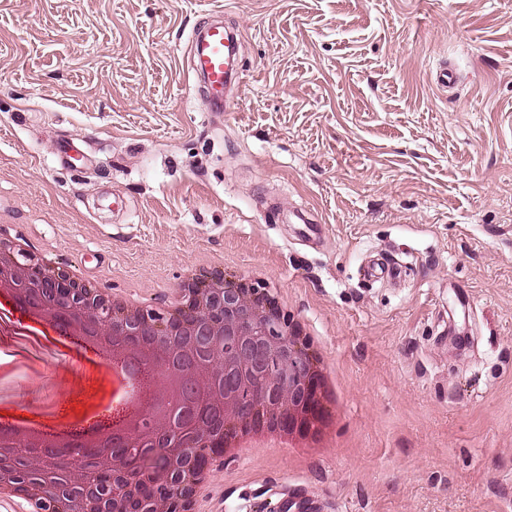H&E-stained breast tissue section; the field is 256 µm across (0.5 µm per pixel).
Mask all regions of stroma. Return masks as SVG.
Segmentation results:
<instances>
[{
  "mask_svg": "<svg viewBox=\"0 0 512 512\" xmlns=\"http://www.w3.org/2000/svg\"><path fill=\"white\" fill-rule=\"evenodd\" d=\"M245 64L209 112L196 0H0V218L87 281L214 256L305 316L344 415L225 462L196 512H512V0H211ZM462 81L440 94L433 75ZM81 144L70 166L67 142ZM315 211L326 244L279 217ZM406 263L398 288L362 279ZM406 271L402 265L391 262L385 258L372 260L364 270V277L374 281H388L397 283L401 281Z\"/></svg>",
  "mask_w": 512,
  "mask_h": 512,
  "instance_id": "1",
  "label": "stroma"
}]
</instances>
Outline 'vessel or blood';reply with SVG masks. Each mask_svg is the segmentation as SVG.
Wrapping results in <instances>:
<instances>
[{
	"instance_id": "1",
	"label": "vessel or blood",
	"mask_w": 512,
	"mask_h": 512,
	"mask_svg": "<svg viewBox=\"0 0 512 512\" xmlns=\"http://www.w3.org/2000/svg\"><path fill=\"white\" fill-rule=\"evenodd\" d=\"M188 40L192 68L202 81V92L211 111H235L236 93L244 76L240 64L239 28L223 23L220 12L213 11L206 24L192 29ZM284 221L295 225L302 239L317 241L322 237L323 226L309 211L289 212ZM404 274L402 265L384 258L372 260L364 270L367 279L391 283L401 281Z\"/></svg>"
}]
</instances>
